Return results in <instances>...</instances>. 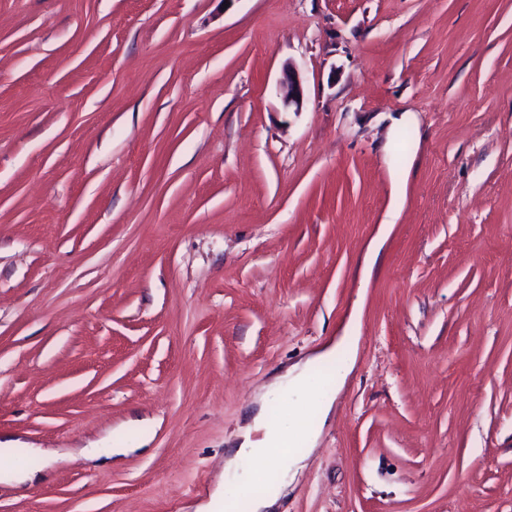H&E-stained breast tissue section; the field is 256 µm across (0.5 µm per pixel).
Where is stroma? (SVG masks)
<instances>
[{"instance_id":"1","label":"stroma","mask_w":512,"mask_h":512,"mask_svg":"<svg viewBox=\"0 0 512 512\" xmlns=\"http://www.w3.org/2000/svg\"><path fill=\"white\" fill-rule=\"evenodd\" d=\"M349 331L283 512H512V0H0V512H195ZM277 94L284 112H302L306 101L303 78L296 64L286 63L277 83Z\"/></svg>"}]
</instances>
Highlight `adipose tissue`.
<instances>
[{"mask_svg":"<svg viewBox=\"0 0 512 512\" xmlns=\"http://www.w3.org/2000/svg\"><path fill=\"white\" fill-rule=\"evenodd\" d=\"M336 355L335 346L307 357L303 362L288 368L259 395V409L251 424L240 429L238 446L234 448L227 468L237 467L244 459L251 460V471L238 477L240 485H248L259 479L265 465H275L282 473L280 481L270 490L249 498V512H276L280 500L288 493L295 475L302 468L304 455L297 452L300 440L316 444L319 434L313 424H325L334 410V395L317 391L312 381L315 364ZM279 398L288 407L278 421L268 418L265 405L268 399Z\"/></svg>","mask_w":512,"mask_h":512,"instance_id":"ef3b65f1","label":"adipose tissue"}]
</instances>
